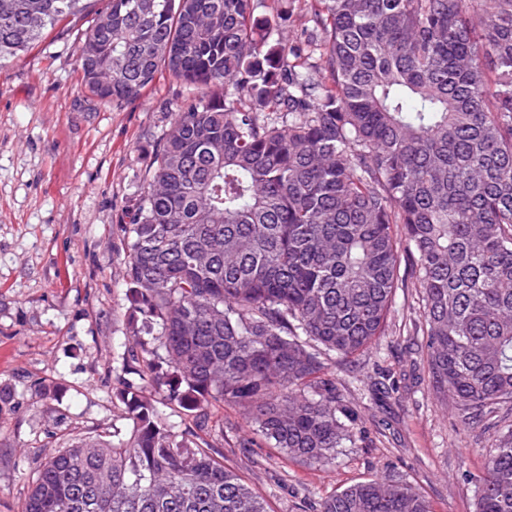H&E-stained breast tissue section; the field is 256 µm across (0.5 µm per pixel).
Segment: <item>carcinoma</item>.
<instances>
[{"instance_id": "carcinoma-1", "label": "carcinoma", "mask_w": 512, "mask_h": 512, "mask_svg": "<svg viewBox=\"0 0 512 512\" xmlns=\"http://www.w3.org/2000/svg\"><path fill=\"white\" fill-rule=\"evenodd\" d=\"M87 2L0 0V62ZM291 18L290 0H101L84 87L128 105L164 68L192 95L122 226L126 426L55 451L21 512H268L224 466V407L331 466L364 436L328 366L372 346L409 280L435 394L466 421L512 406V0H310L289 40ZM311 509L432 512L378 478ZM475 512H512V423Z\"/></svg>"}]
</instances>
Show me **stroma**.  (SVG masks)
Masks as SVG:
<instances>
[{
    "label": "stroma",
    "mask_w": 512,
    "mask_h": 512,
    "mask_svg": "<svg viewBox=\"0 0 512 512\" xmlns=\"http://www.w3.org/2000/svg\"><path fill=\"white\" fill-rule=\"evenodd\" d=\"M92 23L69 16L0 63V512H17L45 457L111 430L113 359L127 342L122 213L138 198L153 148L189 90L160 70L140 100L101 104L82 84L77 46ZM421 297L398 289L385 331L337 388L360 409L364 440L324 469L254 441L241 412L224 431L255 460L225 452L270 512L376 477L404 481L433 512H475L477 479L497 444L490 420L462 423L428 387L419 355ZM57 395L40 394V380Z\"/></svg>",
    "instance_id": "35a3bbf8"
}]
</instances>
